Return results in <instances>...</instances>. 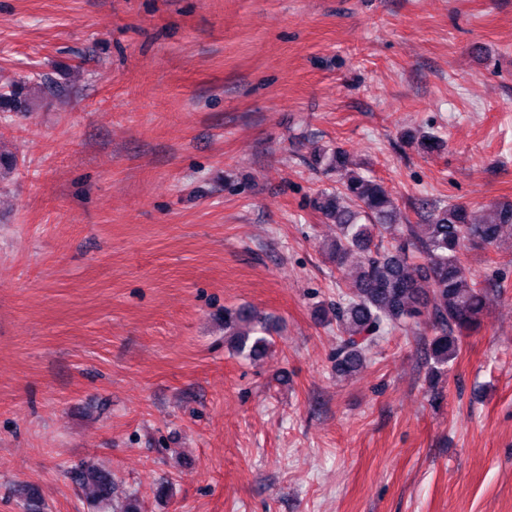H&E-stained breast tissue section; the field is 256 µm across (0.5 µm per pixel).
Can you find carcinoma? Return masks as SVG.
<instances>
[{"label": "carcinoma", "instance_id": "cac0c4a2", "mask_svg": "<svg viewBox=\"0 0 512 512\" xmlns=\"http://www.w3.org/2000/svg\"><path fill=\"white\" fill-rule=\"evenodd\" d=\"M45 82L18 78L0 87V112H29ZM425 153L443 149L436 135H408ZM316 162L331 172H345L339 186L318 193L314 210L336 225L325 254L347 279V292L318 312L336 322V372L359 371L388 331L406 330L425 316L435 335L428 345L430 377L447 371L460 348V337L478 332L489 300L488 290L464 275L467 252L498 245L512 232V201L498 202L485 219L475 221L469 205L442 201L426 204L421 224H398L397 206L382 181L347 170V152L315 150ZM269 319L240 308L224 314L225 335L236 354L254 359L271 346ZM90 506L105 512L112 504L111 477L94 464L72 471Z\"/></svg>", "mask_w": 512, "mask_h": 512}]
</instances>
